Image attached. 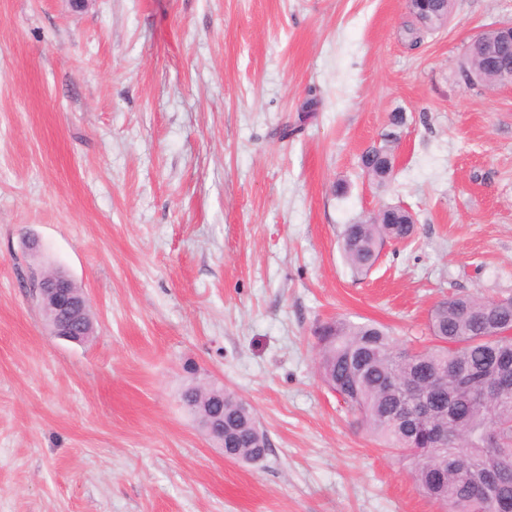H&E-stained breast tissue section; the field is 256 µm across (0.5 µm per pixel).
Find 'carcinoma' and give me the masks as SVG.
Listing matches in <instances>:
<instances>
[{
	"label": "carcinoma",
	"instance_id": "carcinoma-1",
	"mask_svg": "<svg viewBox=\"0 0 512 512\" xmlns=\"http://www.w3.org/2000/svg\"><path fill=\"white\" fill-rule=\"evenodd\" d=\"M394 141L386 140L361 156L368 176L388 181ZM415 225L389 206L366 220L344 225L340 250L358 274L375 265L387 243H405ZM512 327V295L495 303L451 294L431 309L430 344L409 350L398 345L386 327L336 319L315 331L318 369L323 382L357 415L361 427L408 466L418 488L447 512H493L472 485H487L493 497L512 501V382L485 401L472 398L512 374V338L498 332ZM448 374L441 391L435 380ZM423 395L429 403L425 423L399 422L394 406L404 397ZM496 432L495 447L483 434ZM269 451L267 433L252 407L224 390V453L234 461L257 463ZM509 459L508 471L491 462Z\"/></svg>",
	"mask_w": 512,
	"mask_h": 512
}]
</instances>
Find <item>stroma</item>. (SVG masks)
<instances>
[{
    "instance_id": "stroma-1",
    "label": "stroma",
    "mask_w": 512,
    "mask_h": 512,
    "mask_svg": "<svg viewBox=\"0 0 512 512\" xmlns=\"http://www.w3.org/2000/svg\"><path fill=\"white\" fill-rule=\"evenodd\" d=\"M404 0H0V512H441L322 382L340 317L428 334L442 298L512 294V88L465 49L512 0H454L415 47ZM313 111H304L306 101ZM396 140L378 186L363 152ZM416 232L355 274L343 225ZM60 269L93 334L51 333ZM256 410L225 459L180 395ZM213 389L220 390V395H212L213 400L223 403L224 398V414L223 410L216 414L209 411L204 422L209 437L234 461H262L269 451V439L258 426L252 407L229 389Z\"/></svg>"
}]
</instances>
